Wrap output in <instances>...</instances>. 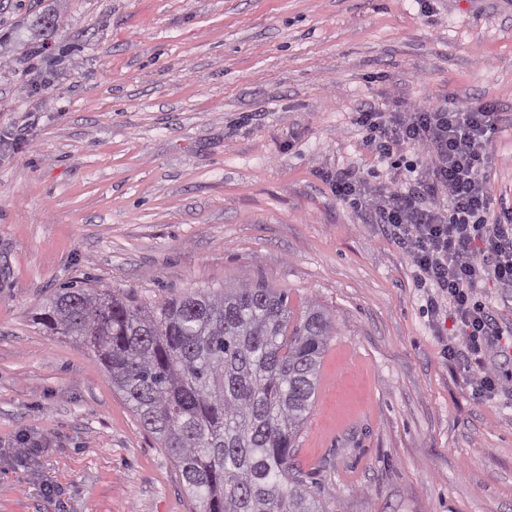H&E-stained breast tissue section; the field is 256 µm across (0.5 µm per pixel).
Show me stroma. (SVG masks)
Returning <instances> with one entry per match:
<instances>
[{"label":"stroma","mask_w":512,"mask_h":512,"mask_svg":"<svg viewBox=\"0 0 512 512\" xmlns=\"http://www.w3.org/2000/svg\"><path fill=\"white\" fill-rule=\"evenodd\" d=\"M487 100L512 207V0H0V512H196L95 354L37 324L70 282L322 306L296 460L331 512H512V360L476 399L446 297L333 191L400 175L355 113Z\"/></svg>","instance_id":"stroma-1"}]
</instances>
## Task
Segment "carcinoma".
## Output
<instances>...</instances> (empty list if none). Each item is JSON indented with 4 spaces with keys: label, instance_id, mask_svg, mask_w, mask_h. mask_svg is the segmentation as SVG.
<instances>
[{
    "label": "carcinoma",
    "instance_id": "cac0c4a2",
    "mask_svg": "<svg viewBox=\"0 0 512 512\" xmlns=\"http://www.w3.org/2000/svg\"><path fill=\"white\" fill-rule=\"evenodd\" d=\"M92 349L165 448L198 512H329L294 462L334 321L261 283L146 308L63 287L35 316Z\"/></svg>",
    "mask_w": 512,
    "mask_h": 512
}]
</instances>
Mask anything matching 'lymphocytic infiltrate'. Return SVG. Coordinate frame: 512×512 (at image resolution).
Masks as SVG:
<instances>
[{
	"mask_svg": "<svg viewBox=\"0 0 512 512\" xmlns=\"http://www.w3.org/2000/svg\"><path fill=\"white\" fill-rule=\"evenodd\" d=\"M497 117L493 103L425 104L407 112L366 110L356 114L368 147L382 159L402 146L429 158L426 175L409 165V176L378 200L361 198L359 179L337 177V197L358 200L386 225L411 258L417 282L448 296L464 338L458 355L475 380V394L496 390L495 375L485 367L501 352L502 333L475 298L493 282L512 287V209L489 220L491 198L487 166Z\"/></svg>",
	"mask_w": 512,
	"mask_h": 512,
	"instance_id": "obj_1",
	"label": "lymphocytic infiltrate"
}]
</instances>
